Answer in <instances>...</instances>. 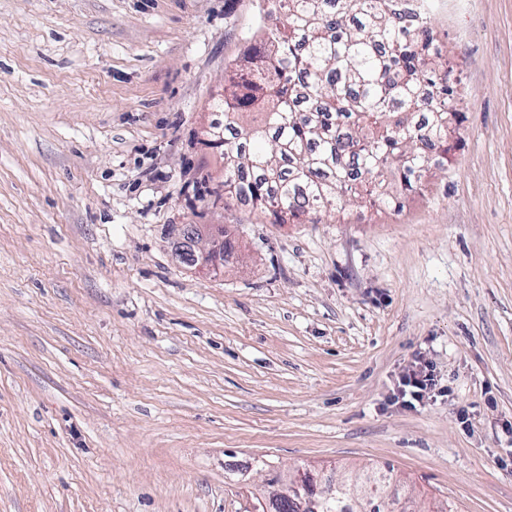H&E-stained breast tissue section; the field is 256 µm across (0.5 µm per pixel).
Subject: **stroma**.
<instances>
[{
  "mask_svg": "<svg viewBox=\"0 0 512 512\" xmlns=\"http://www.w3.org/2000/svg\"><path fill=\"white\" fill-rule=\"evenodd\" d=\"M457 147L401 211L224 200L258 0H0V512H262L364 477L512 512V0H432ZM226 228L238 263L179 262ZM447 396L393 392L417 357Z\"/></svg>",
  "mask_w": 512,
  "mask_h": 512,
  "instance_id": "stroma-1",
  "label": "stroma"
}]
</instances>
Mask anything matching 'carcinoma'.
Returning a JSON list of instances; mask_svg holds the SVG:
<instances>
[{
	"instance_id": "cac0c4a2",
	"label": "carcinoma",
	"mask_w": 512,
	"mask_h": 512,
	"mask_svg": "<svg viewBox=\"0 0 512 512\" xmlns=\"http://www.w3.org/2000/svg\"><path fill=\"white\" fill-rule=\"evenodd\" d=\"M259 47L224 98V198L284 224L367 198L398 210L448 154L461 101L430 0H262ZM393 468L328 478L313 512H392Z\"/></svg>"
}]
</instances>
